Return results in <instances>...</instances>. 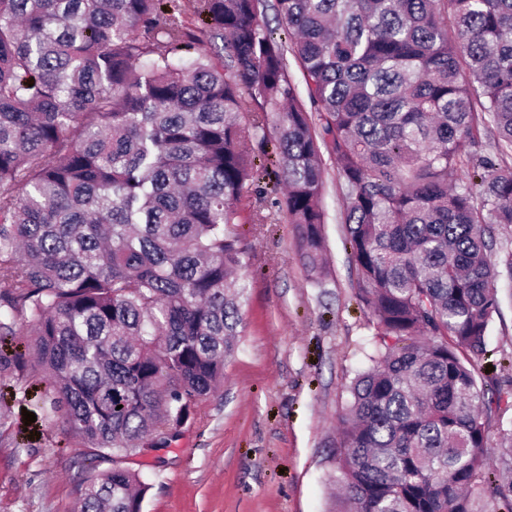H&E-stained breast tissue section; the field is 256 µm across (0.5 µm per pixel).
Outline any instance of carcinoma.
<instances>
[{
    "label": "carcinoma",
    "instance_id": "cac0c4a2",
    "mask_svg": "<svg viewBox=\"0 0 512 512\" xmlns=\"http://www.w3.org/2000/svg\"><path fill=\"white\" fill-rule=\"evenodd\" d=\"M270 121L318 284L322 152L336 164L374 330L340 421L342 512H512V392L474 368L512 281V250L492 256L512 226V0H0V340L27 319L52 412L96 455L168 447L238 348L243 124ZM27 363L0 351L1 376ZM149 489L113 468L80 512H142Z\"/></svg>",
    "mask_w": 512,
    "mask_h": 512
}]
</instances>
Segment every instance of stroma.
I'll use <instances>...</instances> for the list:
<instances>
[{"label":"stroma","mask_w":512,"mask_h":512,"mask_svg":"<svg viewBox=\"0 0 512 512\" xmlns=\"http://www.w3.org/2000/svg\"><path fill=\"white\" fill-rule=\"evenodd\" d=\"M321 200L326 213L329 275L310 279L299 260L294 227L278 206L283 188L260 175L262 194L247 198L262 224L236 230L249 256L238 349L218 393L199 403L182 438L147 456L126 459L151 488L142 512H338L336 448L346 387L366 368L371 336L354 287L345 241L344 200L333 162H326ZM501 309L487 339L478 378L512 386V289L501 286ZM38 367L0 381V512H76L89 477L116 467L66 434L44 404ZM36 420L25 424L24 412Z\"/></svg>","instance_id":"obj_1"}]
</instances>
